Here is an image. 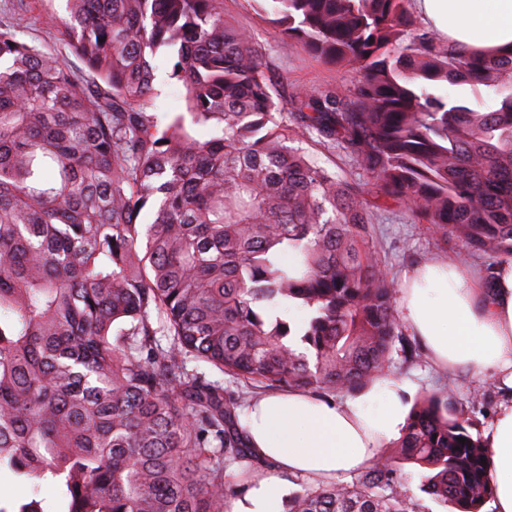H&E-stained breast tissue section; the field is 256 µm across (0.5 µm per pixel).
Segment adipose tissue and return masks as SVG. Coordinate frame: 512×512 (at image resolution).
<instances>
[{"label":"adipose tissue","instance_id":"ef3b65f1","mask_svg":"<svg viewBox=\"0 0 512 512\" xmlns=\"http://www.w3.org/2000/svg\"><path fill=\"white\" fill-rule=\"evenodd\" d=\"M421 23L468 52L512 51V0H409ZM400 316L433 363L475 376H496L503 388L487 434L488 480L495 512H512V260L486 275L477 264L432 260L408 270L398 285ZM391 378L341 400L302 389L260 396L242 425L249 446L274 473L253 479L227 512H283L281 476L315 482L352 475L373 464L403 422L405 406Z\"/></svg>","mask_w":512,"mask_h":512}]
</instances>
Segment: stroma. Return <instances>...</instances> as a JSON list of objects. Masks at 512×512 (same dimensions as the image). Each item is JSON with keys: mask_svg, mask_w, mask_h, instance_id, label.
I'll return each instance as SVG.
<instances>
[{"mask_svg": "<svg viewBox=\"0 0 512 512\" xmlns=\"http://www.w3.org/2000/svg\"><path fill=\"white\" fill-rule=\"evenodd\" d=\"M0 13L9 17L23 40L57 54L77 78H88L83 62L60 39L57 31L60 19L67 14V0H46L45 4H33L24 10L13 6L12 0H0ZM224 16L244 23L250 29L254 41L266 56L281 102H288L292 94L301 89L344 93L352 90L360 79L356 68L327 64L288 39L265 18L255 0H224ZM298 145L315 164L340 176L357 178L365 185H372L370 175L364 174L343 153L324 147L315 135H304ZM374 244L389 272L397 279L413 265L434 258H447L460 246L456 239L444 240L432 234L427 225L414 222L405 209L394 203L388 204L379 215ZM385 374L405 383L402 398L409 404L421 394L442 391L448 383L453 385L463 406L468 405L474 392L485 393L486 400L476 408L473 415L475 424L471 429L473 435L480 437L488 432L502 400L495 378L477 379L463 370H438L424 354L409 362L400 351H393Z\"/></svg>", "mask_w": 512, "mask_h": 512, "instance_id": "obj_1", "label": "stroma"}]
</instances>
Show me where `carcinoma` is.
<instances>
[{"instance_id":"1","label":"carcinoma","mask_w":512,"mask_h":512,"mask_svg":"<svg viewBox=\"0 0 512 512\" xmlns=\"http://www.w3.org/2000/svg\"><path fill=\"white\" fill-rule=\"evenodd\" d=\"M256 2L359 84L284 108L224 0H68L58 32L85 81L0 22V471L54 482L57 512H225L226 469L245 482L261 464L242 396L187 372L190 357L247 386L325 393L376 382L397 347L418 357L370 245L388 202L459 239L452 261L512 258V51L461 52L409 0ZM160 52L209 140L155 113ZM448 82L489 87L499 107L433 92ZM305 133L372 188L289 146ZM291 305L307 320H286ZM472 425L452 388L426 396L395 450L351 483L305 484L288 512H416L405 463L435 500L483 512Z\"/></svg>"}]
</instances>
